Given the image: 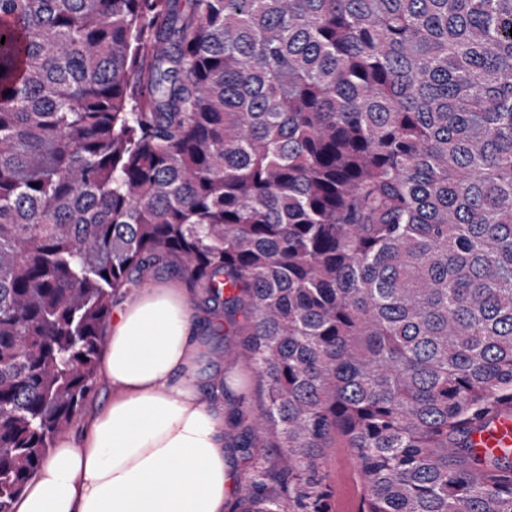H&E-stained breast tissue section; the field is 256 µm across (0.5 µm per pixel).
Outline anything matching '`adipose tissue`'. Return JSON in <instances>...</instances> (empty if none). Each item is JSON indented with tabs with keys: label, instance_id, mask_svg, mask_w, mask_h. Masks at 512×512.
<instances>
[{
	"label": "adipose tissue",
	"instance_id": "adipose-tissue-1",
	"mask_svg": "<svg viewBox=\"0 0 512 512\" xmlns=\"http://www.w3.org/2000/svg\"><path fill=\"white\" fill-rule=\"evenodd\" d=\"M185 289H141L106 332L103 407L58 440L14 512H225L224 414L204 402Z\"/></svg>",
	"mask_w": 512,
	"mask_h": 512
}]
</instances>
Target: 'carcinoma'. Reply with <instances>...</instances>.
Segmentation results:
<instances>
[{
  "label": "carcinoma",
  "mask_w": 512,
  "mask_h": 512,
  "mask_svg": "<svg viewBox=\"0 0 512 512\" xmlns=\"http://www.w3.org/2000/svg\"><path fill=\"white\" fill-rule=\"evenodd\" d=\"M0 512L117 298L169 261L242 315V512H512V0H0ZM276 448L288 491L252 436ZM469 443L483 456H498L508 451L512 448V411L504 410L488 426L474 428ZM320 466L330 489L329 512H360L361 486L347 448H327Z\"/></svg>",
  "instance_id": "obj_1"
}]
</instances>
